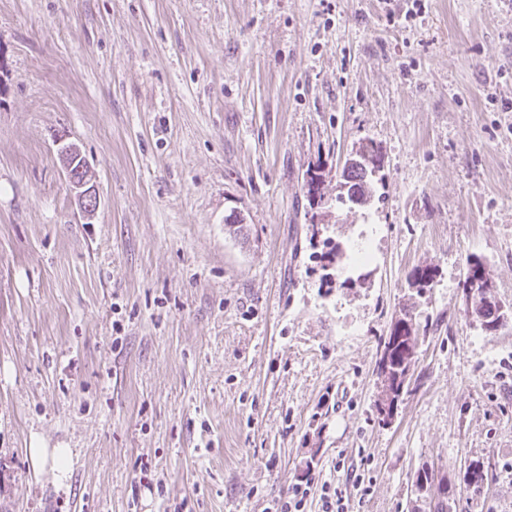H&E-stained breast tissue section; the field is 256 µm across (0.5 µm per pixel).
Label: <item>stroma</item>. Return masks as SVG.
Masks as SVG:
<instances>
[{
	"label": "stroma",
	"instance_id": "stroma-1",
	"mask_svg": "<svg viewBox=\"0 0 512 512\" xmlns=\"http://www.w3.org/2000/svg\"><path fill=\"white\" fill-rule=\"evenodd\" d=\"M508 102L512 0H0V512H266L352 467V512H430L421 468L452 480L445 512H512ZM364 141L384 178L358 207ZM328 239L372 258L324 266ZM470 257L508 309L492 334L462 313ZM404 309L422 332L385 426ZM34 443L70 449L65 481ZM356 154L368 162L366 165L367 171L353 168L344 169V183L341 185L343 192L340 193L339 199L343 201V198H346L351 204L365 205L373 197V177L376 173L381 172L383 165L378 150L371 142L362 144ZM60 159L67 175L68 185L77 196L84 216L92 218L98 208V195L92 180H88L90 173L87 175V165L79 149L74 144L62 146ZM79 159L81 160L80 164L75 168ZM420 339V324L404 310L389 336L380 339L377 374L380 380V405L390 412L397 409L412 377ZM406 390V391H405ZM315 485V481L309 478L305 483H295L288 488L287 494L273 502L267 507L266 512H302V508L311 494V490ZM318 482L316 483V487Z\"/></svg>",
	"mask_w": 512,
	"mask_h": 512
}]
</instances>
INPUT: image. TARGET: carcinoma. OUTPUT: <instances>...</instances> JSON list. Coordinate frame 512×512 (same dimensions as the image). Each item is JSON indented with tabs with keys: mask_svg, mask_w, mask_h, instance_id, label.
Here are the masks:
<instances>
[{
	"mask_svg": "<svg viewBox=\"0 0 512 512\" xmlns=\"http://www.w3.org/2000/svg\"><path fill=\"white\" fill-rule=\"evenodd\" d=\"M356 154L367 161L366 169L346 168L343 171L344 183L342 195L354 205H365L371 201L374 192L373 177L383 168L378 150L370 142L359 147ZM473 313L486 319L482 330L493 333L502 327L499 314L500 303L478 288L473 295ZM420 339V324L409 312L401 313L390 334L380 339V354L377 361V374L380 380V404L391 412L397 409L399 401L408 389ZM486 480L483 466L478 462L470 463L464 472L463 481L475 490L482 487Z\"/></svg>",
	"mask_w": 512,
	"mask_h": 512,
	"instance_id": "cac0c4a2",
	"label": "carcinoma"
}]
</instances>
